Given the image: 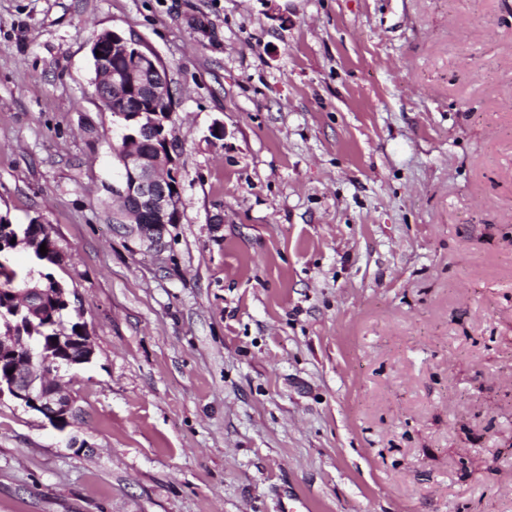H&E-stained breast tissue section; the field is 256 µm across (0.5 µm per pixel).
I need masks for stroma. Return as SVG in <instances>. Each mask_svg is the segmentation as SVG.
Returning a JSON list of instances; mask_svg holds the SVG:
<instances>
[{
    "instance_id": "obj_1",
    "label": "stroma",
    "mask_w": 512,
    "mask_h": 512,
    "mask_svg": "<svg viewBox=\"0 0 512 512\" xmlns=\"http://www.w3.org/2000/svg\"><path fill=\"white\" fill-rule=\"evenodd\" d=\"M112 30L173 93L158 255L112 228ZM0 214L95 346L66 433L0 398V512H512V0H0Z\"/></svg>"
}]
</instances>
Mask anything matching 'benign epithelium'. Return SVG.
<instances>
[{
	"instance_id": "1",
	"label": "benign epithelium",
	"mask_w": 512,
	"mask_h": 512,
	"mask_svg": "<svg viewBox=\"0 0 512 512\" xmlns=\"http://www.w3.org/2000/svg\"><path fill=\"white\" fill-rule=\"evenodd\" d=\"M91 55L98 74L95 96L104 106L114 98L121 105L113 114L120 130V140L113 146L120 174L112 183V197L121 202L120 208L112 211L113 228L130 238L137 250L159 253L166 248V225L181 220L179 165L168 126L172 103L166 70L134 36L116 31L100 34ZM57 346L68 353L75 346L80 355L75 359L48 357L41 373L15 363L9 382L0 383V396L9 394L62 431L70 425L76 407L48 380L63 368L91 362L95 349L88 336H60ZM22 349L31 355L35 344L23 336H0V355L16 356Z\"/></svg>"
}]
</instances>
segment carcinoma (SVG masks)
Wrapping results in <instances>:
<instances>
[{
  "instance_id": "obj_1",
  "label": "carcinoma",
  "mask_w": 512,
  "mask_h": 512,
  "mask_svg": "<svg viewBox=\"0 0 512 512\" xmlns=\"http://www.w3.org/2000/svg\"><path fill=\"white\" fill-rule=\"evenodd\" d=\"M19 238L28 245L34 258L42 267L38 275L33 271L20 272L9 262V255L16 248L12 239ZM46 246L47 253H40V246ZM63 248L55 232L48 228H38L34 223L13 225L9 219L0 215V329L11 330L34 337L39 351L56 353L53 337L56 336V324L61 320L63 311L68 309L69 293L62 291L65 284L58 281L48 269L61 263ZM38 287L46 289L42 298L41 313L32 315L23 309L16 315L14 292L25 288Z\"/></svg>"
}]
</instances>
